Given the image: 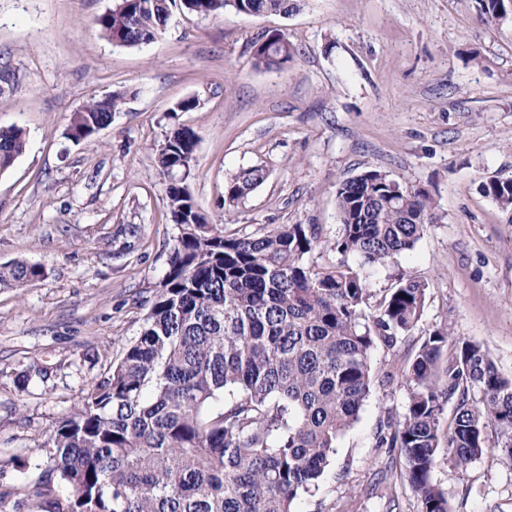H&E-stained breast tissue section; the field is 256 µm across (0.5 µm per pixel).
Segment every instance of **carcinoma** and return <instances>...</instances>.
Instances as JSON below:
<instances>
[{"label":"carcinoma","mask_w":512,"mask_h":512,"mask_svg":"<svg viewBox=\"0 0 512 512\" xmlns=\"http://www.w3.org/2000/svg\"><path fill=\"white\" fill-rule=\"evenodd\" d=\"M480 2L487 20H512V0ZM176 4L202 18L299 8L298 0H117L94 24L113 44L139 48L165 30ZM284 53L259 48L254 65L286 63L294 46ZM122 100L119 91L92 98L73 113L68 135L92 137ZM196 144L192 129L173 124L154 149L178 229L167 271L138 338L37 446L45 479L31 512H296L371 387L400 378L409 405L380 424L375 447L398 449L421 512H450L432 477L441 454L462 470L488 452L512 462V378L481 345L435 328L396 367H370L378 346L397 348L417 326L428 283L403 273L373 306L366 271L414 248L436 221L430 197L377 169L342 182L330 249L357 265H320L308 261L322 243L317 224L229 236L194 212L176 176L193 170ZM24 149L21 128L0 127V172ZM265 177L255 166L229 179L224 219ZM479 190L512 216V178ZM43 276L37 263L0 265V287Z\"/></svg>","instance_id":"carcinoma-1"}]
</instances>
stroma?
I'll return each instance as SVG.
<instances>
[{"label": "stroma", "instance_id": "stroma-1", "mask_svg": "<svg viewBox=\"0 0 512 512\" xmlns=\"http://www.w3.org/2000/svg\"><path fill=\"white\" fill-rule=\"evenodd\" d=\"M113 4L0 0V127L27 133L0 173V264L45 269L0 288V489H34L41 470L12 459L33 456L141 331L178 233L153 155L174 122L198 136L192 198L228 235L317 224L334 240L336 189L369 168L427 193L437 222L370 272L371 291L415 272L429 296L406 349L443 328L512 376V218L479 192L512 178V25L486 20L480 0H300L286 16L176 8L152 43L122 48L93 24ZM271 32L297 53L254 67L251 44ZM115 90L111 124L68 139L72 114ZM188 98L196 108L175 112ZM252 166L264 182L225 217L227 181ZM408 402L405 381L373 387L298 512H419L393 451L374 445ZM433 479L450 512H512L511 463L485 455L462 471L443 456Z\"/></svg>", "mask_w": 512, "mask_h": 512}]
</instances>
